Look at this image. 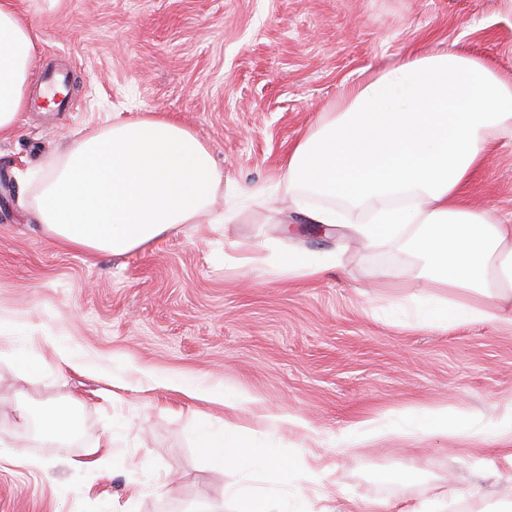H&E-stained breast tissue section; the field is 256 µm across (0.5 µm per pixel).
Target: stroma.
<instances>
[{"label": "stroma", "mask_w": 512, "mask_h": 512, "mask_svg": "<svg viewBox=\"0 0 512 512\" xmlns=\"http://www.w3.org/2000/svg\"><path fill=\"white\" fill-rule=\"evenodd\" d=\"M35 25L32 72L72 74L74 107L24 108L0 141V318L36 325L22 337L42 372L19 380L0 359V439L30 469L0 463V512H234L251 486L272 512H512V466L489 425L512 402V331L472 322H402L416 265L403 243L364 245L336 225L310 236L284 180L288 152L346 87L403 55L460 51L512 83V0H19ZM171 117L210 150L223 177L224 223L186 224L144 249L86 255L48 240L30 208L40 177L112 117ZM32 177L28 209L18 182ZM272 188L251 199L248 189ZM464 199L512 224V134L493 141ZM292 248L332 266L312 282L289 272ZM252 251L258 261L240 266ZM68 348L59 366L42 335ZM221 385L250 396L235 414L153 386ZM140 380L137 391L126 382ZM33 411L74 405L66 445ZM444 407L467 433L416 434L394 414ZM283 415L303 427L283 426ZM384 430L346 445L362 421ZM239 428L270 462H290L285 487L204 453L202 432ZM107 442V462L77 467Z\"/></svg>", "instance_id": "35a3bbf8"}]
</instances>
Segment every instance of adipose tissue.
Masks as SVG:
<instances>
[{"label": "adipose tissue", "instance_id": "obj_1", "mask_svg": "<svg viewBox=\"0 0 512 512\" xmlns=\"http://www.w3.org/2000/svg\"><path fill=\"white\" fill-rule=\"evenodd\" d=\"M36 31L16 0H0V138L26 105ZM512 132V85L451 51L411 53L352 86L288 155L293 203L312 224H343L367 245L407 240L421 260L401 277L407 323L470 322L512 330V224L471 208L461 190L487 145ZM222 182L209 149L164 119H117L73 147L43 185L36 214L53 242L88 254L139 250L196 223ZM413 237H405L409 226ZM439 288L477 295L444 300ZM225 463L248 462L272 486L288 463H265L237 428L202 433Z\"/></svg>", "mask_w": 512, "mask_h": 512}]
</instances>
